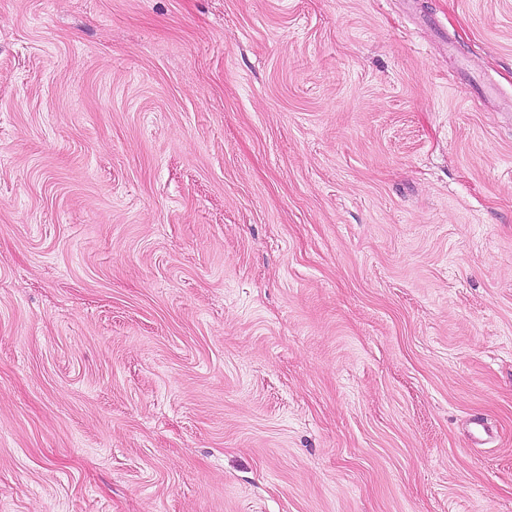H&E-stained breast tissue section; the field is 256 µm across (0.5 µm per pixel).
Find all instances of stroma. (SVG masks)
I'll return each mask as SVG.
<instances>
[{"label": "stroma", "instance_id": "35a3bbf8", "mask_svg": "<svg viewBox=\"0 0 512 512\" xmlns=\"http://www.w3.org/2000/svg\"><path fill=\"white\" fill-rule=\"evenodd\" d=\"M0 512H512V0H0Z\"/></svg>", "mask_w": 512, "mask_h": 512}]
</instances>
